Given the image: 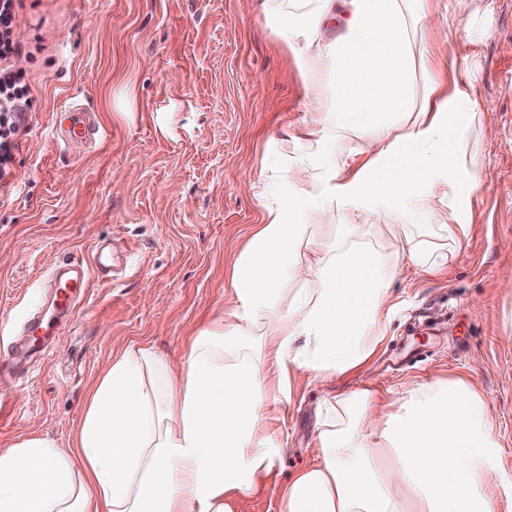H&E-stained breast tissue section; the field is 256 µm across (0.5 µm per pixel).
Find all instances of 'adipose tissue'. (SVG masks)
Returning a JSON list of instances; mask_svg holds the SVG:
<instances>
[{
    "instance_id": "adipose-tissue-1",
    "label": "adipose tissue",
    "mask_w": 512,
    "mask_h": 512,
    "mask_svg": "<svg viewBox=\"0 0 512 512\" xmlns=\"http://www.w3.org/2000/svg\"><path fill=\"white\" fill-rule=\"evenodd\" d=\"M264 5L307 78L311 118L235 262L231 314L199 332L180 367L145 345L113 354L69 449L46 437L0 449V512H233L282 456L277 393L361 370L385 336L399 264L441 273L448 246L468 237L457 200L484 186L470 143L480 116L412 53L435 0H348L343 14L335 0ZM367 131L368 156L338 153ZM310 207L345 218L331 246L301 224ZM379 210L397 222L391 263L347 222ZM396 404L382 411L368 388L324 397L317 459L288 478L285 512H500L505 478L475 381H413Z\"/></svg>"
}]
</instances>
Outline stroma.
I'll return each instance as SVG.
<instances>
[{"instance_id": "stroma-1", "label": "stroma", "mask_w": 512, "mask_h": 512, "mask_svg": "<svg viewBox=\"0 0 512 512\" xmlns=\"http://www.w3.org/2000/svg\"><path fill=\"white\" fill-rule=\"evenodd\" d=\"M262 0H23L15 66L32 88L0 197V350L22 351L0 389V448L33 436L69 448L86 394L113 354L154 347L180 364L231 309V271L261 222L265 149L299 152L305 77ZM424 48L472 92L485 187L464 194L466 240L443 273L407 264L390 282L385 337L367 367L303 384L272 427L285 453L234 512H283L290 473L316 456L325 395L371 386L394 401L411 381L474 377L512 472V0H439ZM469 19L468 34L447 20ZM101 138L50 134L71 90ZM82 265L78 310L30 351L32 312L53 309L57 265Z\"/></svg>"}]
</instances>
